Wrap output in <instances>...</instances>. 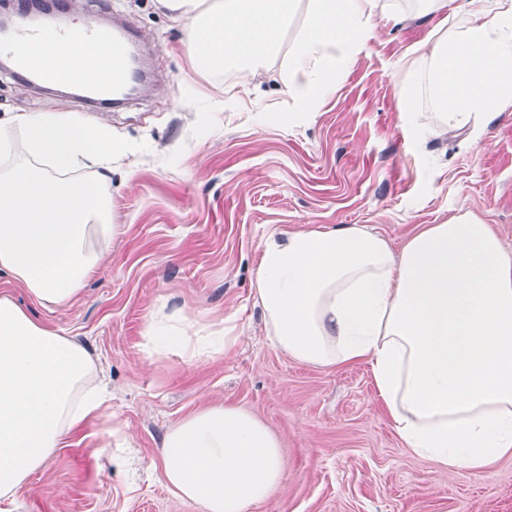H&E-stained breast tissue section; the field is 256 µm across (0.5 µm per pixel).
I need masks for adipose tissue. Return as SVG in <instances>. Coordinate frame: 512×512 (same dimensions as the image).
Here are the masks:
<instances>
[{
	"label": "adipose tissue",
	"instance_id": "obj_1",
	"mask_svg": "<svg viewBox=\"0 0 512 512\" xmlns=\"http://www.w3.org/2000/svg\"><path fill=\"white\" fill-rule=\"evenodd\" d=\"M182 25L194 69L237 77L273 72L288 112L304 120L336 89L340 71L375 39L398 0H158ZM429 37L410 47L395 87L400 118L418 137L477 129L512 110V0H418ZM303 27L292 49L284 35ZM32 57L52 86L75 85L77 57L112 65L104 43L70 44L42 26ZM427 99L430 110L417 103ZM16 140L0 133V275L45 308L76 299L118 232L100 194L131 148L102 127L59 112L20 113ZM49 162L52 174L40 164ZM255 303L272 344L320 367L368 363L396 433L422 457L465 475L512 455V252L465 212L427 225L393 249L363 224L270 232ZM152 353H222L226 335L199 334L181 310L158 305ZM111 399L74 336L50 330L0 296V500L13 498L57 448ZM282 443L260 419L218 404L191 413L159 449L170 494L202 512H252L283 474Z\"/></svg>",
	"mask_w": 512,
	"mask_h": 512
}]
</instances>
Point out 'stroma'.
Returning <instances> with one entry per match:
<instances>
[{"instance_id": "stroma-1", "label": "stroma", "mask_w": 512, "mask_h": 512, "mask_svg": "<svg viewBox=\"0 0 512 512\" xmlns=\"http://www.w3.org/2000/svg\"><path fill=\"white\" fill-rule=\"evenodd\" d=\"M85 25L131 26L154 53L142 93L116 109L40 90L0 72V119L68 112L134 148V171L107 194L120 232L102 269L62 308L6 294L50 330L78 337L112 387L87 423L0 512H199L162 480L158 449L175 421L213 404L237 406L280 438L279 486L252 512H512V456L485 475L457 476L411 452L361 363L316 367L271 345L254 305L258 262L273 229L365 224L393 248L427 224L470 212L512 248V112L485 133L417 137L394 93L406 51L430 26L376 19L377 36L309 121L289 119L274 76L248 82L196 72L182 27L157 0H73ZM196 328L234 327L224 353L156 359L145 325L161 302ZM130 447L105 451L109 421Z\"/></svg>"}]
</instances>
